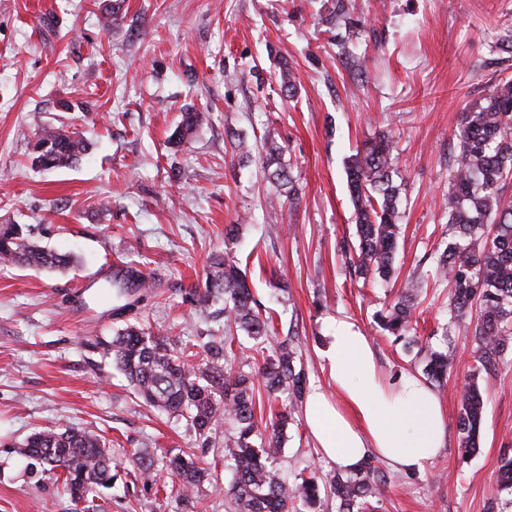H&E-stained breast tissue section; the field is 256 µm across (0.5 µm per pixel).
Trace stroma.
Returning a JSON list of instances; mask_svg holds the SVG:
<instances>
[{
    "label": "stroma",
    "mask_w": 512,
    "mask_h": 512,
    "mask_svg": "<svg viewBox=\"0 0 512 512\" xmlns=\"http://www.w3.org/2000/svg\"><path fill=\"white\" fill-rule=\"evenodd\" d=\"M511 29L512 0H348L341 13L336 0H0V225L75 258L64 269L0 268V512H73L52 476L16 452L34 431L61 427L112 443L117 479L101 512H191L134 475L135 452L187 451L195 437L184 419L147 407L106 354L123 321L94 299L110 284L94 274L114 265L145 274L134 316L173 347L224 335L223 321L202 323L194 307L210 257L229 248L280 332L298 326L310 388H332L322 352L340 317L368 336L385 376L422 373V350L443 344L447 283L424 286L414 346L377 332L373 314L449 240L440 200L453 132L512 77V53L499 48ZM190 108L210 121L170 147ZM50 125L88 143L73 167L32 166ZM269 133L297 200L264 171ZM382 133L403 183L401 234L394 277L363 284L343 252L356 243L345 162ZM280 210L285 222L269 223ZM229 224L238 237L225 238ZM454 340L456 363L437 389L447 445L422 474L389 471L379 512H512V490L499 485L512 456V349L479 376V446L464 457L456 423L474 359L462 331ZM206 460L214 480L194 497L201 512H229L233 472L222 449ZM278 466L291 478L335 470L301 416Z\"/></svg>",
    "instance_id": "obj_1"
}]
</instances>
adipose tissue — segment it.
Returning <instances> with one entry per match:
<instances>
[{
  "mask_svg": "<svg viewBox=\"0 0 512 512\" xmlns=\"http://www.w3.org/2000/svg\"><path fill=\"white\" fill-rule=\"evenodd\" d=\"M325 357L336 393L313 390L304 406L323 455L347 473L370 457L405 474L424 472L447 444L446 414L433 387L414 373L385 379L367 336L341 318Z\"/></svg>",
  "mask_w": 512,
  "mask_h": 512,
  "instance_id": "obj_1",
  "label": "adipose tissue"
}]
</instances>
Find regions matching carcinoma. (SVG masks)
I'll list each match as a JSON object with an SVG mask.
<instances>
[{
    "label": "carcinoma",
    "instance_id": "carcinoma-1",
    "mask_svg": "<svg viewBox=\"0 0 512 512\" xmlns=\"http://www.w3.org/2000/svg\"><path fill=\"white\" fill-rule=\"evenodd\" d=\"M208 119L206 112L183 113L171 143L181 144ZM454 136L457 146L444 198L450 242L427 277L449 282L448 323L471 326L477 362L487 370L512 345V198L505 196L512 184V79L461 112ZM265 146L269 179L294 191L281 147L270 137ZM87 149L79 135L46 127L37 134L32 164L70 166ZM346 169L357 237L354 276L387 281L396 272L402 192L392 141L383 135L364 144ZM71 262L68 255L35 245L18 225L0 226V263L55 268ZM210 268L197 302L199 317L208 322L222 316L253 340L254 371L233 369L245 346L236 353L231 339L209 340L200 355L193 343L178 351L167 338L131 324L112 336L115 366L146 405L185 419L198 447H214L223 428L230 433L224 460L235 478L225 496L233 512H321L330 497L338 502V512H376L372 501L383 495L387 475L373 459L354 473L331 477L299 474L290 480L280 471L277 460L285 435L308 394V376L294 347L297 331L276 336L272 314L254 295L232 252L214 255ZM419 288L421 280H409L393 304L376 312L384 334L400 340L414 330ZM219 301L223 307L213 309ZM454 361L455 350L432 349L424 373L440 384ZM483 413L481 392L472 382L463 389L457 419L459 446L466 453L477 448ZM18 453L44 471L59 472L63 490L74 502L86 501L89 512H98L96 498L114 479L106 439L86 429L35 432ZM137 466L143 480L184 495L211 479L202 460L184 453L156 460L140 457Z\"/></svg>",
    "mask_w": 512,
    "mask_h": 512
}]
</instances>
